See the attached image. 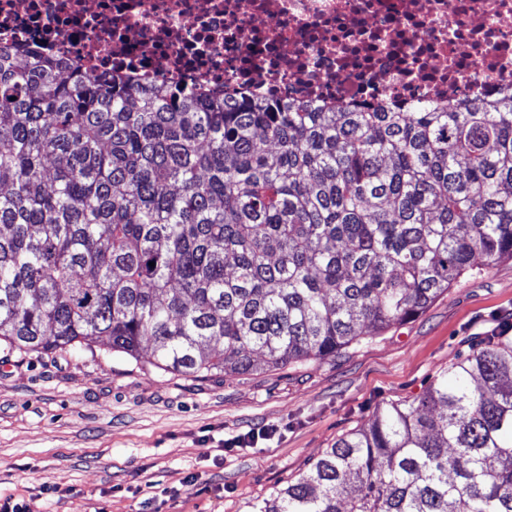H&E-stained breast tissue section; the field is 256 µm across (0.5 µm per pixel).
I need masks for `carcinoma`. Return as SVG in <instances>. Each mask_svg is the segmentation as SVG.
<instances>
[{
	"mask_svg": "<svg viewBox=\"0 0 512 512\" xmlns=\"http://www.w3.org/2000/svg\"><path fill=\"white\" fill-rule=\"evenodd\" d=\"M0 46V343L187 377L334 357L512 260V95L233 101ZM258 512H512V336L376 410Z\"/></svg>",
	"mask_w": 512,
	"mask_h": 512,
	"instance_id": "carcinoma-1",
	"label": "carcinoma"
}]
</instances>
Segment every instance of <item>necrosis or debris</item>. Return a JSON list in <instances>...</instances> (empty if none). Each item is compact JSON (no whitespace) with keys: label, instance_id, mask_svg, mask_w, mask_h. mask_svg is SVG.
Segmentation results:
<instances>
[{"label":"necrosis or debris","instance_id":"1","mask_svg":"<svg viewBox=\"0 0 512 512\" xmlns=\"http://www.w3.org/2000/svg\"><path fill=\"white\" fill-rule=\"evenodd\" d=\"M0 42L315 106L512 91V0H0Z\"/></svg>","mask_w":512,"mask_h":512}]
</instances>
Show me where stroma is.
Returning <instances> with one entry per match:
<instances>
[{
	"mask_svg": "<svg viewBox=\"0 0 512 512\" xmlns=\"http://www.w3.org/2000/svg\"><path fill=\"white\" fill-rule=\"evenodd\" d=\"M512 321V261L340 355L192 378L114 354L0 350V503L25 512H253L341 437L417 399Z\"/></svg>",
	"mask_w": 512,
	"mask_h": 512,
	"instance_id": "35a3bbf8",
	"label": "stroma"
}]
</instances>
